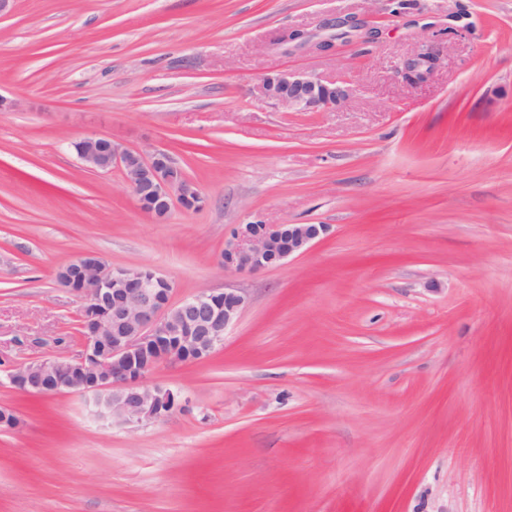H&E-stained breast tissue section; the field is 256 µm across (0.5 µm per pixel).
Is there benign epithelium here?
I'll return each mask as SVG.
<instances>
[{
    "mask_svg": "<svg viewBox=\"0 0 512 512\" xmlns=\"http://www.w3.org/2000/svg\"><path fill=\"white\" fill-rule=\"evenodd\" d=\"M439 65L433 51L402 61L407 82L427 81ZM261 99L291 112H318L352 95L345 80L325 81L285 68L265 77ZM79 158L93 172H122L138 207L154 221H166L173 205L202 206L204 197L164 148L133 151L105 136L78 140ZM326 224H238L224 239L220 264L238 273L278 266L308 250L326 234ZM58 276L84 302L81 322L85 344L76 358L31 361L8 374L18 390L75 393L89 398L98 417L128 425L158 421L183 406L181 392L148 384L160 367L207 358L249 303L237 289L203 290L173 303L175 285L147 267H112L96 253L63 266Z\"/></svg>",
    "mask_w": 512,
    "mask_h": 512,
    "instance_id": "obj_1",
    "label": "benign epithelium"
}]
</instances>
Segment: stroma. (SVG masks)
<instances>
[{"instance_id":"obj_1","label":"stroma","mask_w":512,"mask_h":512,"mask_svg":"<svg viewBox=\"0 0 512 512\" xmlns=\"http://www.w3.org/2000/svg\"><path fill=\"white\" fill-rule=\"evenodd\" d=\"M375 28L340 39V24ZM299 30L332 53L276 45ZM435 45L411 86L399 66ZM297 68L321 112L260 101ZM0 512H512V0H13L0 14ZM167 149L203 194L155 223L73 141ZM326 224L241 275L233 225ZM175 299L250 298L168 418L106 426L7 370L77 357L87 252ZM259 93L261 99L291 112H318L347 101L352 88L345 80L324 81L314 74L285 68L266 76Z\"/></svg>"}]
</instances>
